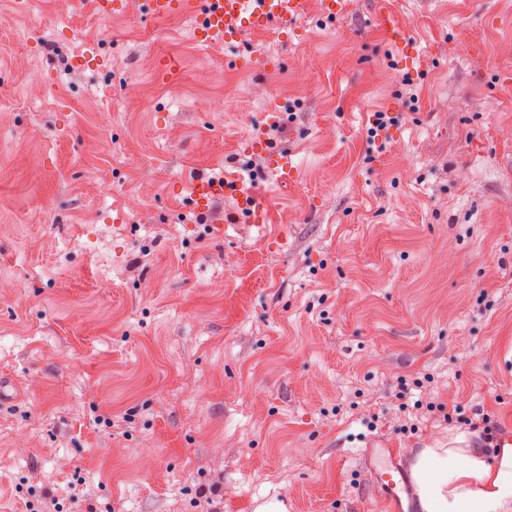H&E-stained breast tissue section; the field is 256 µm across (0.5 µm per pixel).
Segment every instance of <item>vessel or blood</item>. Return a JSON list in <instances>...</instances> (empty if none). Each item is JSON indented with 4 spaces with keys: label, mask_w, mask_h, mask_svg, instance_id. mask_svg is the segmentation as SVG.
<instances>
[{
    "label": "vessel or blood",
    "mask_w": 512,
    "mask_h": 512,
    "mask_svg": "<svg viewBox=\"0 0 512 512\" xmlns=\"http://www.w3.org/2000/svg\"><path fill=\"white\" fill-rule=\"evenodd\" d=\"M314 6L322 15L333 17L345 10L346 0H146L145 3L147 15L157 19L201 12L202 28L197 39L213 46L243 41L247 33L274 22L292 23ZM378 17L385 36L393 42H401L405 28L387 0H381ZM371 473L378 491L393 508H400L407 479L397 450H390L386 464L372 468Z\"/></svg>",
    "instance_id": "b4317fda"
}]
</instances>
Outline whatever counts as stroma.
Here are the masks:
<instances>
[{"instance_id": "1", "label": "stroma", "mask_w": 512, "mask_h": 512, "mask_svg": "<svg viewBox=\"0 0 512 512\" xmlns=\"http://www.w3.org/2000/svg\"><path fill=\"white\" fill-rule=\"evenodd\" d=\"M375 2L214 48L0 0V512H390L365 449L512 443V0H390L403 49ZM377 3L379 5L378 17L381 30L384 32L385 36L393 42H401L407 27L398 22L394 10L387 2L380 1Z\"/></svg>"}]
</instances>
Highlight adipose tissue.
<instances>
[{"label":"adipose tissue","mask_w":512,"mask_h":512,"mask_svg":"<svg viewBox=\"0 0 512 512\" xmlns=\"http://www.w3.org/2000/svg\"><path fill=\"white\" fill-rule=\"evenodd\" d=\"M411 475L421 512H512V444L494 457L477 432L452 428L414 452Z\"/></svg>","instance_id":"adipose-tissue-1"}]
</instances>
